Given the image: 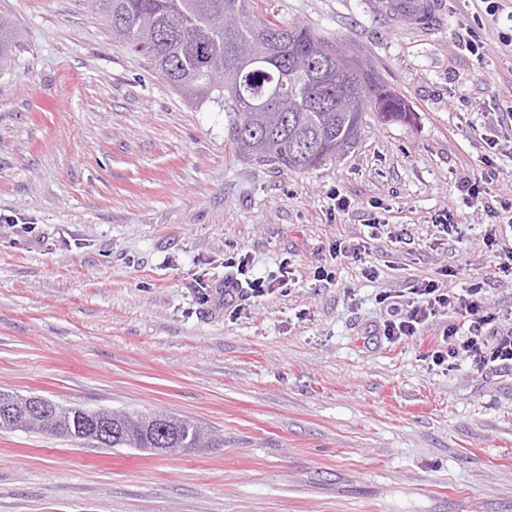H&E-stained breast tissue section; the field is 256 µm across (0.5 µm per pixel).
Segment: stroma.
<instances>
[{"mask_svg": "<svg viewBox=\"0 0 512 512\" xmlns=\"http://www.w3.org/2000/svg\"><path fill=\"white\" fill-rule=\"evenodd\" d=\"M430 36L374 0H257L367 62L410 119L365 116L327 165L238 158L228 117L173 90L114 41L89 0H0V391L61 405L161 411L223 447L93 448L0 430V512H512V366L426 360L450 317L397 343L383 294L417 279L467 287L494 264L461 180L499 140L493 195L512 192V0H440ZM482 15V57L464 48ZM352 202L327 223L334 192ZM458 229L439 232V216ZM381 217L408 243L371 245L368 278L336 241ZM232 252L291 279L224 296ZM335 270L332 282L317 268Z\"/></svg>", "mask_w": 512, "mask_h": 512, "instance_id": "obj_1", "label": "stroma"}]
</instances>
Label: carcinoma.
I'll list each match as a JSON object with an SVG mask.
<instances>
[{"label": "carcinoma", "mask_w": 512, "mask_h": 512, "mask_svg": "<svg viewBox=\"0 0 512 512\" xmlns=\"http://www.w3.org/2000/svg\"><path fill=\"white\" fill-rule=\"evenodd\" d=\"M115 39L127 43L174 90L194 104L229 113L228 137L241 158L292 171L313 169L357 144L367 109L407 115L404 100L333 41L298 23L266 18L256 0H91ZM238 24L224 28V15ZM271 49L267 68L244 58ZM224 71V84L210 81ZM155 413L64 407L31 417L20 430L60 435L95 448H150ZM168 447L180 452L214 448L208 429L170 416Z\"/></svg>", "instance_id": "carcinoma-1"}]
</instances>
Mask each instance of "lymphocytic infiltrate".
<instances>
[{
	"mask_svg": "<svg viewBox=\"0 0 512 512\" xmlns=\"http://www.w3.org/2000/svg\"><path fill=\"white\" fill-rule=\"evenodd\" d=\"M499 179L493 160H486L477 174L465 178L459 190L464 204L474 212L495 215L497 209L512 210V200L489 201L490 187ZM488 245L498 252V260L481 276L473 279L464 293H457L442 282L422 279L416 281L406 301L397 303L391 320L383 334L389 341L399 342L418 335L434 322L437 316L454 314L455 325L449 326L445 336L446 348L434 350L431 358L436 364L453 362L454 366L467 367L481 373L487 369L512 365V331L489 335L488 325L495 315L487 309L486 286L490 280L512 277V244L498 242L495 231L486 235Z\"/></svg>",
	"mask_w": 512,
	"mask_h": 512,
	"instance_id": "f902f5d3",
	"label": "lymphocytic infiltrate"
}]
</instances>
